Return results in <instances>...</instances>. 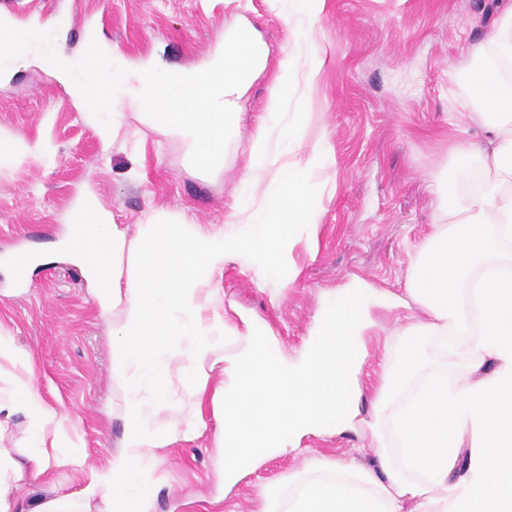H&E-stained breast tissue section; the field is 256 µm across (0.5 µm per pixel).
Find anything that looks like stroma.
<instances>
[{"instance_id":"35a3bbf8","label":"stroma","mask_w":512,"mask_h":512,"mask_svg":"<svg viewBox=\"0 0 512 512\" xmlns=\"http://www.w3.org/2000/svg\"><path fill=\"white\" fill-rule=\"evenodd\" d=\"M506 0H327L314 47L324 59L311 100L314 126L301 151L318 149L326 162L317 176L319 247L309 256L306 231L296 226L292 258L300 270L251 261L224 268V309L263 319L281 353L303 345L324 302L351 278L403 294L412 255L434 233L437 200L428 185L460 141L484 133L457 113L454 70L490 31ZM15 23L52 24L69 18L62 48L82 49L96 27L122 62L174 72L205 67L224 48V33L249 24L267 49L263 71L242 98L239 130L212 174L190 167L186 147L161 137L127 112L119 135L105 141L63 86L40 66L0 76V137L27 143L29 152L0 166V327L33 350L41 392L74 422L86 456L82 469L25 473L16 512H34L56 496L84 486L91 468L120 446L123 422L112 402V336L79 269L66 262L37 266L26 277L8 272L18 249L52 250L80 199L97 197L115 223L139 224L154 212L182 214L197 224H224L232 212L241 167L258 118L280 127L294 102L273 101L278 64L303 51L304 37L285 0H0ZM418 307L378 308L365 339L356 430L308 440L301 454H274L225 490L212 431L210 403L174 382L154 405L150 423L164 431L204 419L198 439L169 449L152 474V512H257L258 492L288 474L310 471L321 457H356L371 447L365 421L374 411L376 369L383 344L395 343Z\"/></svg>"}]
</instances>
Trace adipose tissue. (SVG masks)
Here are the masks:
<instances>
[{
  "instance_id": "ef3b65f1",
  "label": "adipose tissue",
  "mask_w": 512,
  "mask_h": 512,
  "mask_svg": "<svg viewBox=\"0 0 512 512\" xmlns=\"http://www.w3.org/2000/svg\"><path fill=\"white\" fill-rule=\"evenodd\" d=\"M512 7L495 29L474 45L457 73L460 99L486 132L476 148L455 144L457 167L440 170L433 186L440 198L468 175L480 155L477 185L464 202L441 206L439 224L414 259L405 294L425 310V321L405 327L397 352H385L375 390L376 414L387 417L396 446L374 436L375 468L325 459L312 475L292 474L287 487L260 492V512H512ZM320 63L300 69L281 60L276 77L281 97L295 110L278 135L302 142L310 122L308 104ZM258 126L240 184L245 204L231 224H194L156 214L133 230L107 215L88 219L72 212L61 252L95 284L112 335V379L121 391L124 431L77 498L61 495L35 512H147L149 479L160 449L198 438L205 421L160 432L149 423L158 396L169 393L172 373L209 396L220 425L225 483L273 453L295 452L300 438L318 433L339 391L359 392L372 326L370 309L386 306L390 294L360 282L328 304L296 361L268 358L275 334L258 318L226 315L221 283L225 264L262 254L271 264L289 263L292 227L308 228L310 253H317L319 212L314 205L318 152L298 159L273 147ZM336 320L344 348L317 356ZM464 342L470 361L455 381L433 371ZM10 366L0 386V416L20 413L27 435L19 453L0 448V512H13V491L25 470L83 467L64 416L36 383L34 357L0 330V363ZM423 389L402 409L394 399L418 374ZM399 462H392V453ZM465 466L467 476L452 475Z\"/></svg>"
}]
</instances>
